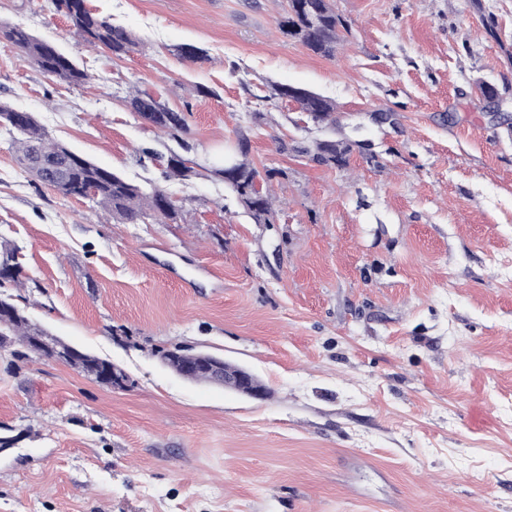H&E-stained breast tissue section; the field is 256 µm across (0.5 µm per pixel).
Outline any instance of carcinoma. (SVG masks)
<instances>
[{
	"label": "carcinoma",
	"mask_w": 512,
	"mask_h": 512,
	"mask_svg": "<svg viewBox=\"0 0 512 512\" xmlns=\"http://www.w3.org/2000/svg\"><path fill=\"white\" fill-rule=\"evenodd\" d=\"M49 5L69 20L75 35L91 45L107 48L118 58L132 52L137 45L132 33L92 13L85 0H49ZM281 30L321 57L334 56L337 44L349 32L342 17L336 13L333 0H288ZM0 46L22 51L38 70L69 84H79L90 78L56 43L39 38L21 26L0 23ZM274 91L280 98L295 101L314 123L336 126V104L333 100L293 86L277 85ZM128 104L139 117L161 129L186 130L182 113L138 91L128 96ZM0 128L12 138L17 164L33 179L44 183L50 178L49 171L41 165L42 161L57 159L63 163L64 184L59 186L63 195L87 199L111 212L112 218L121 224L149 220L158 224H176L180 220L181 208L164 189L154 184H134L50 139L32 113L0 103ZM300 152L311 155L312 160L321 165L342 168L348 165L351 146L343 139L319 141L314 149L303 147ZM234 166L235 176L228 182V187L254 223H273L275 210L270 189L257 186L259 170L247 159V151H241ZM197 175L199 171L194 161L175 154L167 159L165 178L187 179ZM0 263L12 265L15 273L11 281L21 282L24 266L18 247L8 242L0 243ZM42 332L44 328L31 321L12 296L0 294V351H8L18 357L33 353L41 358L43 349L36 335ZM167 356L169 368L176 374L196 359L195 354L181 349L169 351ZM73 360L87 372H94L105 365L103 359L78 348L74 351ZM242 372V367L224 362V381L219 386L243 393L239 382Z\"/></svg>",
	"instance_id": "carcinoma-1"
}]
</instances>
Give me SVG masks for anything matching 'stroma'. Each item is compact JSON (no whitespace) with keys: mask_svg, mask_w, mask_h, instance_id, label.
I'll list each match as a JSON object with an SVG mask.
<instances>
[{"mask_svg":"<svg viewBox=\"0 0 512 512\" xmlns=\"http://www.w3.org/2000/svg\"><path fill=\"white\" fill-rule=\"evenodd\" d=\"M130 31L117 58L48 0H0V22L55 41L73 85L0 47V102L139 184L177 224H118L35 182L0 130L5 285L52 335L121 366L115 391L62 363L0 354V512H512V0H334L349 32L323 58L284 35L287 0H88ZM203 49L181 60L180 45ZM497 96L476 103L479 82ZM274 84L337 106L357 145ZM182 113L172 135L130 89ZM288 151H280V143ZM246 147L273 181L255 224L222 179L163 180ZM255 373L254 400L184 381L160 351ZM303 152L312 156V160L328 167H346L348 165L350 144L343 139L315 142L313 151L304 147ZM197 164L188 159H184L179 155H171L167 159L165 178H181L187 179L191 176L200 175V172L196 169ZM0 263L11 264L14 267V275L7 282L21 283L23 275V255L20 249L8 242L0 243Z\"/></svg>","mask_w":512,"mask_h":512,"instance_id":"stroma-1","label":"stroma"}]
</instances>
